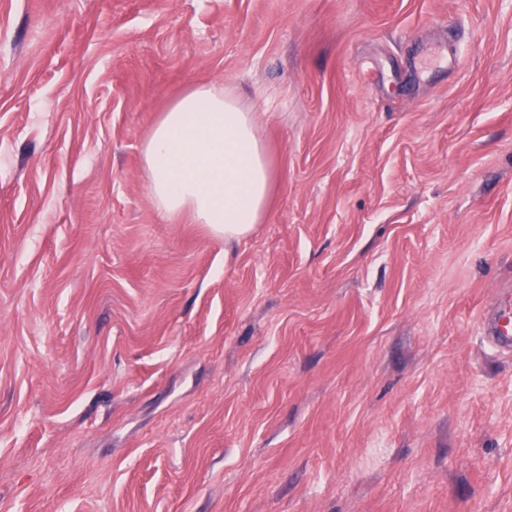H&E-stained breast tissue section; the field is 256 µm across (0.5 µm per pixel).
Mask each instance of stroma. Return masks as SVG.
I'll list each match as a JSON object with an SVG mask.
<instances>
[{
  "label": "stroma",
  "instance_id": "35a3bbf8",
  "mask_svg": "<svg viewBox=\"0 0 512 512\" xmlns=\"http://www.w3.org/2000/svg\"><path fill=\"white\" fill-rule=\"evenodd\" d=\"M212 81L239 240L141 159ZM507 289L512 0H0V512H512ZM142 163L153 204L172 221L241 239L267 212L273 171L256 113L221 82L188 88L160 113ZM511 299L485 317V327L491 341L501 349H512V326H507Z\"/></svg>",
  "mask_w": 512,
  "mask_h": 512
}]
</instances>
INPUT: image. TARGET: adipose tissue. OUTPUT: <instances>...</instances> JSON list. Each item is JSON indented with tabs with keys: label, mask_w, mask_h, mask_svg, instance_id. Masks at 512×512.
<instances>
[{
	"label": "adipose tissue",
	"mask_w": 512,
	"mask_h": 512,
	"mask_svg": "<svg viewBox=\"0 0 512 512\" xmlns=\"http://www.w3.org/2000/svg\"><path fill=\"white\" fill-rule=\"evenodd\" d=\"M142 163L150 198L170 220L239 239L267 212L273 171L256 115L223 83L190 87L161 112Z\"/></svg>",
	"instance_id": "adipose-tissue-1"
}]
</instances>
